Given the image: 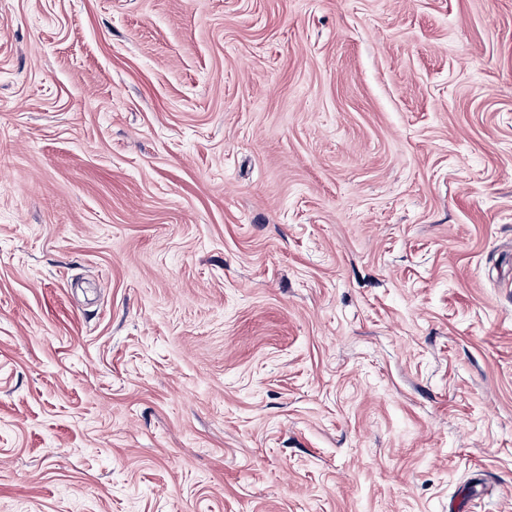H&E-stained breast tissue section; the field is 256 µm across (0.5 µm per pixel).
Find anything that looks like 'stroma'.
I'll use <instances>...</instances> for the list:
<instances>
[{"label":"stroma","mask_w":512,"mask_h":512,"mask_svg":"<svg viewBox=\"0 0 512 512\" xmlns=\"http://www.w3.org/2000/svg\"><path fill=\"white\" fill-rule=\"evenodd\" d=\"M0 512H512V0H0Z\"/></svg>","instance_id":"stroma-1"}]
</instances>
